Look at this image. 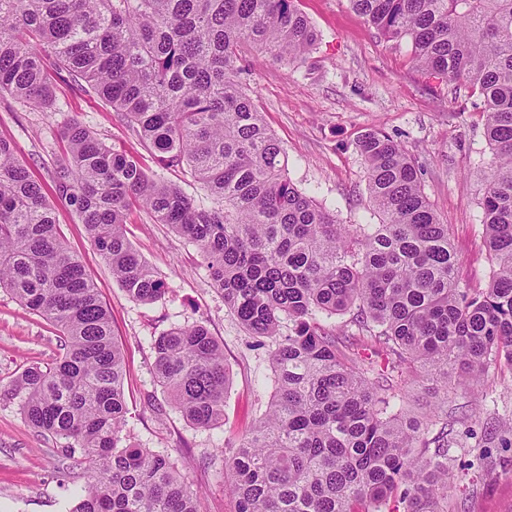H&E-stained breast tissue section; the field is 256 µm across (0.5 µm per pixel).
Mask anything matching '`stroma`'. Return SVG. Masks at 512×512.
<instances>
[{
    "instance_id": "1",
    "label": "stroma",
    "mask_w": 512,
    "mask_h": 512,
    "mask_svg": "<svg viewBox=\"0 0 512 512\" xmlns=\"http://www.w3.org/2000/svg\"><path fill=\"white\" fill-rule=\"evenodd\" d=\"M297 6L317 35L304 62L274 59L250 43L239 61L249 96L286 151L289 177L341 221L379 223L357 141L370 130L391 136L419 167L422 191L448 226L462 287L483 290L493 270L482 226L493 151L479 93L452 89L421 70L408 41L385 39L349 0H297ZM72 121L138 156L148 175L188 197L203 196L198 182L161 165L95 93L56 84L43 111L0 94V138L13 143L45 186L53 184L62 131ZM55 206L61 236L96 282L124 352L130 442L167 455L199 489L200 512H236L224 459L273 393L268 340L249 335L225 305L195 245L146 210L130 213L125 234L166 286L151 304L128 296L72 208L60 200ZM196 321L221 346L228 373L224 420L210 428L188 423L153 373L155 339ZM62 354L59 330L0 289V512H68L74 490L87 480L76 459L62 456L58 441L28 427L20 398L7 394L26 367L51 366ZM447 409L448 512H512V367L490 363L475 389L449 379Z\"/></svg>"
}]
</instances>
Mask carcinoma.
<instances>
[{"mask_svg": "<svg viewBox=\"0 0 512 512\" xmlns=\"http://www.w3.org/2000/svg\"><path fill=\"white\" fill-rule=\"evenodd\" d=\"M349 2L387 38L410 41L419 68L483 98L493 150L484 244L497 270L474 296L460 287V259L420 170L392 137L357 142L378 224L340 221L288 176L238 61L246 41L305 60L316 33L296 0H0V93L46 108L52 75L64 72L205 191L186 197L74 121L47 193L0 139V288L56 326L65 350L7 393L90 473L72 512L199 509L168 457L123 443L122 350L99 288L61 239L55 199L133 300L165 294L124 233L138 206L196 245L224 303L270 339L273 395L225 460L236 512H448L447 399L423 421L397 413L393 372H420L446 391L450 377L477 382L493 361L512 366V0ZM352 309L392 372L343 350L322 323ZM153 350L155 378L189 423L224 419V352L202 323L172 327Z\"/></svg>", "mask_w": 512, "mask_h": 512, "instance_id": "obj_1", "label": "carcinoma"}]
</instances>
